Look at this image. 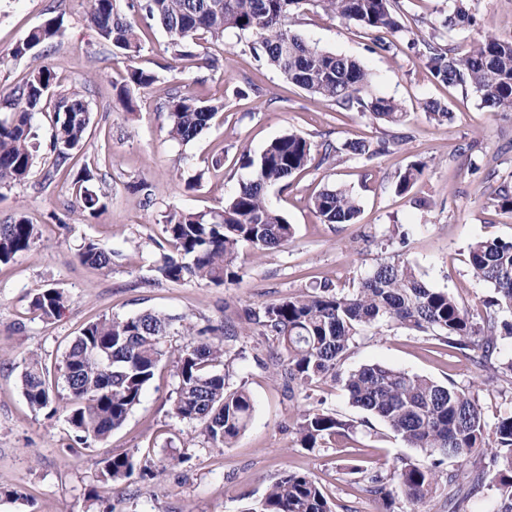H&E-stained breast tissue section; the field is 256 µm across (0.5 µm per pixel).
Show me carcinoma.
I'll return each instance as SVG.
<instances>
[{"label": "carcinoma", "instance_id": "carcinoma-1", "mask_svg": "<svg viewBox=\"0 0 512 512\" xmlns=\"http://www.w3.org/2000/svg\"><path fill=\"white\" fill-rule=\"evenodd\" d=\"M319 7L354 22L374 34L375 46L390 52L402 31L391 0H137L133 14L120 10L117 0H89V17L99 39L136 58L142 44L136 15L151 21L170 37L168 51L181 61L193 56L197 41L208 35L221 38L227 29L249 33V50L284 80L318 94L341 109L357 107L391 125L404 122L401 105L371 92V75L357 61L321 50L293 28L294 16L306 7ZM63 20L56 16L34 28L16 45L13 55H37L38 49L59 36ZM412 46L432 77L448 87L476 93L496 112H512V39L487 36L462 53L442 43L431 32ZM157 76L130 65L119 99L133 110L131 94L146 89ZM53 103L50 153L58 167L66 165L84 146L91 112L79 91L62 86L47 66L32 70L26 81L4 97L0 108V187L24 180L34 167L37 146L32 120ZM169 135L186 146L209 127L223 105L204 100L183 84L168 97ZM390 141L359 139L345 150L369 158L388 151ZM313 145L297 133L272 140L258 155L241 154L250 179L221 207L205 213L170 210L163 215L167 241L176 255L165 254L155 271L170 282L195 280L214 286L240 279L238 265L245 249L263 253L287 245L293 226L268 205L266 190L302 172L312 160ZM425 164L409 165L398 175L396 191L405 194L424 174ZM95 172L84 164L72 179L75 203L91 217L106 209L94 186ZM491 204L512 211V184L490 198ZM314 212L325 224H355L361 209L343 189H325L312 200ZM37 236L36 226L22 214L0 224V263L27 251ZM473 276L489 284L493 295L483 300L482 322L474 320L448 293L428 287L413 265L402 260L381 264L350 293L324 288L289 295L275 303L246 311L249 321L262 328L273 349L271 364L289 393L306 390L327 379L347 391L352 405L381 419L424 459H401L387 474L355 465L351 473L368 484L383 501L400 490L413 502H425L440 486L448 487V512H463L467 495L489 481L500 491L495 512H512V414L498 418L494 440L486 436V421L478 394L430 378L375 362L347 373L342 361L356 336L367 327L403 328L429 333L467 355L482 369L512 376V359L498 362V340L512 336V240H479L469 247ZM113 252L89 241L79 261L98 269H112ZM66 297L56 288L42 289L31 299L38 317L60 316ZM175 318L147 310L128 317H102L86 324L68 345L62 359L50 366L37 355L25 359L20 377L22 395L36 412L53 415L61 410L78 445L103 441L120 428L154 381L166 355L165 339ZM199 340L181 350L176 362V396L169 413L195 422L214 448H229L246 430L254 405L247 389L232 388L223 374L224 334L210 327L183 325ZM356 428L354 421L309 408L295 424L299 445L322 447ZM470 463L469 470H448L450 461ZM152 475L151 468L133 454L103 460L105 481L128 479L134 473ZM246 512H334L333 504L309 474L287 472L273 481L265 495Z\"/></svg>", "mask_w": 512, "mask_h": 512}]
</instances>
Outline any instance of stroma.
<instances>
[{
    "instance_id": "stroma-1",
    "label": "stroma",
    "mask_w": 512,
    "mask_h": 512,
    "mask_svg": "<svg viewBox=\"0 0 512 512\" xmlns=\"http://www.w3.org/2000/svg\"><path fill=\"white\" fill-rule=\"evenodd\" d=\"M392 6L403 26L392 53L376 49L358 26L320 9L300 15L296 30L319 49L359 61L371 73L375 93L401 104L406 117L399 126L339 109L289 84L256 61L248 49L251 36L242 31L226 30L223 38L204 41L193 58L176 62L166 33L145 25L144 49L131 61L99 39L86 0H0V92L8 93L41 65L77 89L92 121L75 162L95 167V185L107 197L99 217L74 210L70 177L50 172L53 112L36 114L37 163L24 184L0 190V223L20 212L38 230L29 250L0 264V512H245L288 470L314 476L335 512H448L443 493L415 504L397 492L387 506L357 484L352 465L365 461L386 472L396 459L418 460L422 454L353 407L342 385L327 383L309 396L288 399L280 381L258 366L270 349L245 319L247 309L322 284L351 290L376 266L402 259L429 287L448 292L473 315L482 313L480 301L491 288L473 276L469 245L512 238V211L486 203L501 183L512 182V112L493 111L474 92L435 80L411 42L433 27L463 51L487 34L511 39L512 0H393ZM459 8L469 21L445 28V18ZM56 15L63 18L61 35L39 57L13 59L16 44ZM213 56L221 68L209 67ZM132 62L158 80L134 93L135 109L129 112L117 89ZM182 82L224 102L223 111L187 147L169 138L165 110L170 88ZM433 100L448 107L451 122L426 117L424 105ZM288 131L338 150L333 163H310L288 185L269 189V204L294 227L292 242L259 256L244 253L241 279L226 286L157 277L154 262L171 251L163 213L221 206L249 177L240 166L241 152L260 154ZM394 136L401 145L370 160L344 149L355 139ZM216 157L221 165H213ZM415 161L425 162L423 176L409 192L397 193L398 174ZM197 170L203 180L188 188L185 180ZM137 182L146 184L147 193L134 191ZM332 187L357 198V223L324 224L314 213L313 197ZM90 240L112 249L111 270L79 262L78 253ZM42 288L61 289L68 299L61 315L49 321L30 309ZM145 310L227 330V380L245 385L254 402L251 421L233 447H211L197 424L169 415L178 383L174 363L189 341L179 328L171 332L168 354L141 403L121 428L80 456L68 449L74 433L64 413L50 417L28 406L19 387L25 357L36 353L55 363L86 323ZM374 362L475 391L487 424L512 412V378L479 369L432 336L369 328L341 369ZM319 405L356 421L357 429L336 447L300 448L293 426L306 409ZM124 453L150 457L153 476L100 480L103 460Z\"/></svg>"
}]
</instances>
